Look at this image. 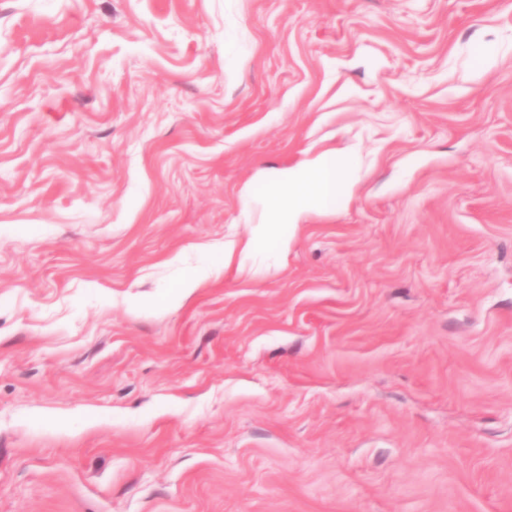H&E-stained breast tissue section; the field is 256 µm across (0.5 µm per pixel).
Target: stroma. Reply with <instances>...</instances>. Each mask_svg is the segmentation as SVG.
<instances>
[{"instance_id":"1","label":"stroma","mask_w":512,"mask_h":512,"mask_svg":"<svg viewBox=\"0 0 512 512\" xmlns=\"http://www.w3.org/2000/svg\"><path fill=\"white\" fill-rule=\"evenodd\" d=\"M0 512H512V0H0ZM356 178L350 159L336 149L321 151L313 158L260 174L242 193V213L253 225L246 240H228L202 245L222 257L219 266L196 270L180 280L164 298L178 303L203 288L215 275L227 272L234 264L239 275L245 261L259 245L280 252L288 249L299 226L315 213L344 208L353 197ZM262 205L258 222L251 223L254 208Z\"/></svg>"}]
</instances>
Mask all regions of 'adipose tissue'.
I'll return each mask as SVG.
<instances>
[{
	"instance_id": "obj_1",
	"label": "adipose tissue",
	"mask_w": 512,
	"mask_h": 512,
	"mask_svg": "<svg viewBox=\"0 0 512 512\" xmlns=\"http://www.w3.org/2000/svg\"><path fill=\"white\" fill-rule=\"evenodd\" d=\"M355 184L350 159L333 149L263 172L245 187L241 197L243 215L255 221L250 237L208 244V251L221 256V265L192 272L171 288L167 301H182L228 269L244 273L246 260L258 246L286 251L299 226L312 214L346 207Z\"/></svg>"
}]
</instances>
